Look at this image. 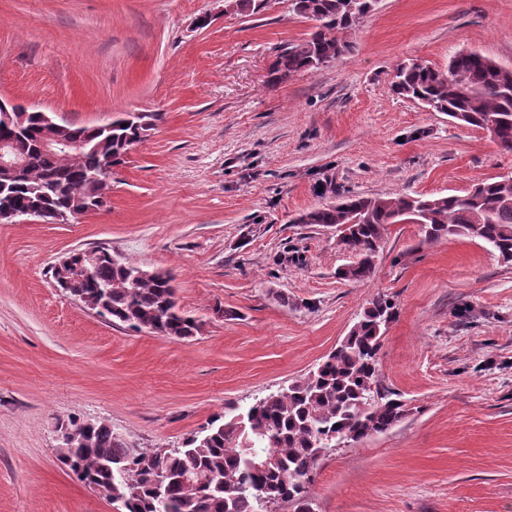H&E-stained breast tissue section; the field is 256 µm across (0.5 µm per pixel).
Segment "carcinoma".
<instances>
[{"mask_svg": "<svg viewBox=\"0 0 512 512\" xmlns=\"http://www.w3.org/2000/svg\"><path fill=\"white\" fill-rule=\"evenodd\" d=\"M268 0H224L243 16L257 15ZM295 14L316 22L309 37L290 44L273 62L272 83L302 72L332 66L352 45L340 34L353 29L373 11L375 0H295ZM394 91L421 99L437 112L474 128H486L502 148L512 151V67L474 51L461 50L439 69L422 60L397 65ZM23 117L19 143L27 167L13 178H0V210L37 207L47 224L69 209H98L106 204V184L86 181V173L111 160L119 167L130 150L154 129L155 115L123 113L112 129L70 125L74 140L97 145L76 163L62 153L40 148L45 112L0 101ZM422 225L425 239L467 236L489 244L512 262V176L483 180L463 196L346 195L301 214L300 224H323L348 231L341 240L355 261L338 271L340 279L361 282L374 271V258L387 228L403 220ZM94 277L75 269L59 276L68 291L92 304L114 324L158 336L190 339L200 322L180 310L173 277L147 275L130 280L138 268L131 261L112 262L99 249ZM394 305L383 296L370 302L338 347L307 376L255 400L245 411V429L218 414L207 424L206 441L196 434L170 451L132 448L102 420L70 418L61 425L77 430L57 448V458L77 479L99 491L124 512H268L265 503L309 504L316 450L334 448L339 440L359 441L396 426L403 405L374 397L377 355L383 329L394 318Z\"/></svg>", "mask_w": 512, "mask_h": 512, "instance_id": "1", "label": "carcinoma"}]
</instances>
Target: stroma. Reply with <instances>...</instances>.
Masks as SVG:
<instances>
[{
    "label": "stroma",
    "mask_w": 512,
    "mask_h": 512,
    "mask_svg": "<svg viewBox=\"0 0 512 512\" xmlns=\"http://www.w3.org/2000/svg\"><path fill=\"white\" fill-rule=\"evenodd\" d=\"M221 7L0 0V98L82 126L161 116L106 209L0 223V512H118L61 465L58 423L105 420L134 447H180L307 374L378 295L397 314L377 387L406 417L328 449L311 512H512V263L392 224L372 276L348 282L337 228L297 221L329 201L325 183L436 197L512 176L488 134L391 86L399 62L443 69L462 49L512 66V0H379L336 64L278 84L273 61L312 21L290 0L248 17ZM92 247L170 273L199 333L137 332L57 288L51 267Z\"/></svg>",
    "instance_id": "obj_1"
}]
</instances>
